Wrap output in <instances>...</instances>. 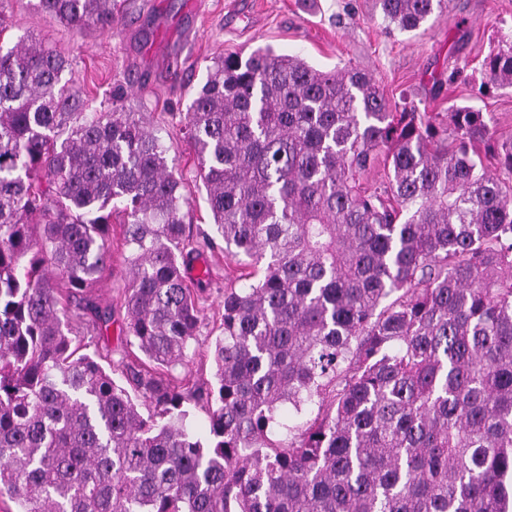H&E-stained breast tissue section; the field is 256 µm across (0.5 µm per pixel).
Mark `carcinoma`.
<instances>
[{
  "instance_id": "carcinoma-1",
  "label": "carcinoma",
  "mask_w": 512,
  "mask_h": 512,
  "mask_svg": "<svg viewBox=\"0 0 512 512\" xmlns=\"http://www.w3.org/2000/svg\"><path fill=\"white\" fill-rule=\"evenodd\" d=\"M112 29L118 0H28ZM413 31L450 0H376ZM486 86H512V46ZM68 62L0 45V496L17 512H512V139L472 107L393 105L371 74L258 47L185 115L224 251L216 384L170 382L201 321L182 179L135 112L86 109ZM383 167L373 187L368 175ZM124 216L119 385L73 345ZM147 403L140 412L130 391ZM208 407L209 437L187 422ZM314 418L286 424L280 410Z\"/></svg>"
}]
</instances>
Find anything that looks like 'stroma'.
<instances>
[{"instance_id":"35a3bbf8","label":"stroma","mask_w":512,"mask_h":512,"mask_svg":"<svg viewBox=\"0 0 512 512\" xmlns=\"http://www.w3.org/2000/svg\"><path fill=\"white\" fill-rule=\"evenodd\" d=\"M0 14L7 21L0 45L13 46L27 34L43 40L68 60L89 93L90 109L110 105L113 91H123L126 110L140 113L161 136L171 166L183 179V209L195 245L212 233L213 219L182 132L183 117L207 66L226 53L269 45L321 70L356 66L369 71L398 106L420 112L470 106L492 113L496 138H512V87L488 95L479 90L483 58L501 37L512 34V0H451L445 13L413 32L385 29L375 0H123L108 31H72L26 0H0ZM457 67L461 78L437 84L438 76ZM122 222L121 214H113L112 258L90 288L96 305L111 311L113 322L102 331L75 328L82 352L120 382L128 351L119 333L126 319L128 281ZM203 257L211 282L200 302L197 340L174 376L184 386L207 388L215 383L211 350L220 332L224 274L231 262L220 238Z\"/></svg>"}]
</instances>
